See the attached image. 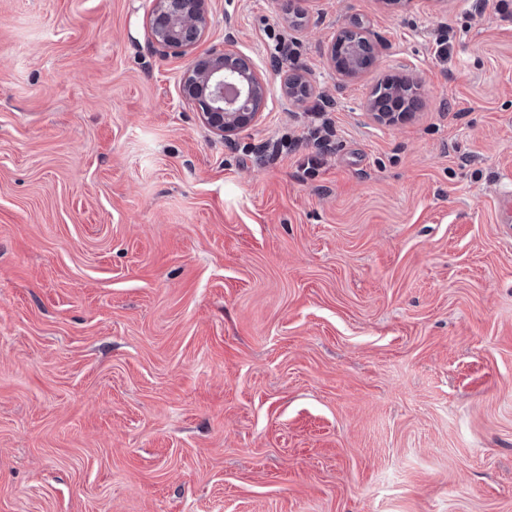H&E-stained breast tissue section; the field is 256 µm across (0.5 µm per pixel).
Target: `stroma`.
<instances>
[{
    "instance_id": "1",
    "label": "stroma",
    "mask_w": 512,
    "mask_h": 512,
    "mask_svg": "<svg viewBox=\"0 0 512 512\" xmlns=\"http://www.w3.org/2000/svg\"><path fill=\"white\" fill-rule=\"evenodd\" d=\"M287 5L159 52L152 0H0V512H512V0ZM230 30L271 98L225 140L182 85ZM344 28L353 29L355 31H358L361 35V38L363 40V46L358 47L355 49L350 58L346 60L345 62L342 61V57L339 54V43L340 41H336L335 39L331 45L330 48V60L334 65V68L336 70L346 76H355L359 74L362 70L361 67L357 64V59L359 58L360 54L366 53L371 51L373 54H376V45L375 43L367 36L366 31L364 30L362 22L358 20L351 21L347 26ZM285 71L286 76L280 86L281 96L295 104L303 103L311 94L312 89L302 68L297 65L288 68L287 65Z\"/></svg>"
}]
</instances>
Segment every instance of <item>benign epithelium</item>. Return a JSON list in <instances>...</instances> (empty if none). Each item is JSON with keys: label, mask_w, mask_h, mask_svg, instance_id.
Here are the masks:
<instances>
[{"label": "benign epithelium", "mask_w": 512, "mask_h": 512, "mask_svg": "<svg viewBox=\"0 0 512 512\" xmlns=\"http://www.w3.org/2000/svg\"><path fill=\"white\" fill-rule=\"evenodd\" d=\"M210 0H155L151 30L156 48L162 52L179 51L199 42L209 24ZM347 28L360 33L363 46L355 49L350 58L342 60L339 42L333 41L330 60L336 70L346 76L361 72L357 64L360 54L376 52L375 43L367 36L362 22L354 20ZM188 99L198 104L204 122L224 137L255 123L263 112L270 94L265 81L253 63L236 49V40L229 33L224 49H212L190 69L184 82ZM281 96L301 104L311 94V86L302 68L286 69L280 86ZM368 111L379 124H390L403 117L401 112H380L374 100Z\"/></svg>", "instance_id": "7a95c632"}]
</instances>
